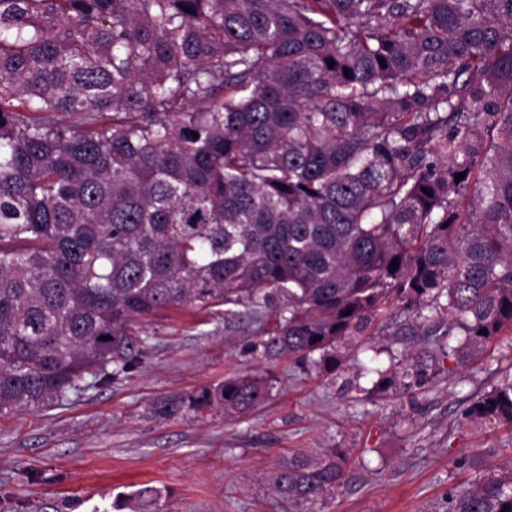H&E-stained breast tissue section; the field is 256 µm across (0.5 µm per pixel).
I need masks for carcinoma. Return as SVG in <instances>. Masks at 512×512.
Wrapping results in <instances>:
<instances>
[{
  "instance_id": "1",
  "label": "carcinoma",
  "mask_w": 512,
  "mask_h": 512,
  "mask_svg": "<svg viewBox=\"0 0 512 512\" xmlns=\"http://www.w3.org/2000/svg\"><path fill=\"white\" fill-rule=\"evenodd\" d=\"M220 306L322 372L387 308L433 337L367 396L512 327V0H0V416L138 372L139 320ZM268 392L234 376L152 413ZM462 419L512 425V379ZM343 462L294 452L273 491L313 504ZM448 512H512V457Z\"/></svg>"
}]
</instances>
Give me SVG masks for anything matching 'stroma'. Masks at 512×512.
<instances>
[{"label": "stroma", "mask_w": 512, "mask_h": 512, "mask_svg": "<svg viewBox=\"0 0 512 512\" xmlns=\"http://www.w3.org/2000/svg\"><path fill=\"white\" fill-rule=\"evenodd\" d=\"M136 330L149 344L138 373L62 407L0 418V496L25 512H110L118 494L153 485L167 492L165 512H293L270 490L278 462L297 449L342 448L346 476L312 512H448L456 491L512 455V426L460 419L512 376V329L490 344L480 371L452 357L422 385L363 401L352 388L359 345L398 362L416 353L418 337H348L340 368L320 378L308 361L267 365L244 318L170 310ZM237 375L272 378L267 401L244 417L149 411L159 397ZM33 470L45 481H28Z\"/></svg>", "instance_id": "stroma-1"}]
</instances>
